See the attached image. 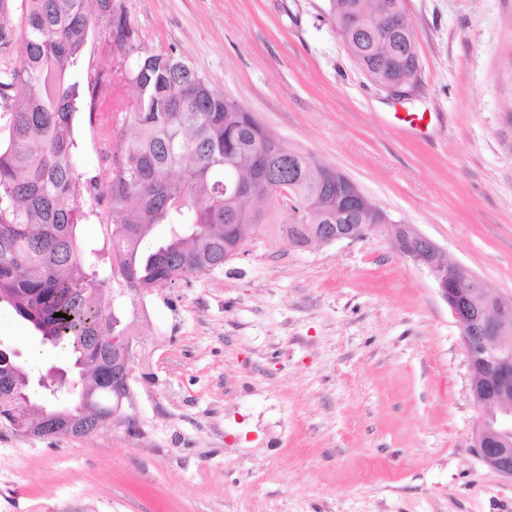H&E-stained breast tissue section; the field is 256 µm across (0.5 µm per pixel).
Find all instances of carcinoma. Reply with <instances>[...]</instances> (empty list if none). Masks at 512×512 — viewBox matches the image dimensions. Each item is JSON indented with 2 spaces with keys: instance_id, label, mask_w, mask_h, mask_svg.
Listing matches in <instances>:
<instances>
[{
  "instance_id": "carcinoma-1",
  "label": "carcinoma",
  "mask_w": 512,
  "mask_h": 512,
  "mask_svg": "<svg viewBox=\"0 0 512 512\" xmlns=\"http://www.w3.org/2000/svg\"><path fill=\"white\" fill-rule=\"evenodd\" d=\"M329 14L357 64L381 86L414 79L415 34L405 0H329ZM133 65L125 73V120L137 135L115 156L108 182L115 217L110 274L102 277L76 229L87 219L74 138L79 63L95 24ZM0 304L73 358L81 389L69 410L95 434L85 402L112 405V354L104 337L128 331L111 285L147 290L224 268V225L241 235L288 227L302 244L313 224L336 223V170L270 134L236 99L215 91L173 53L137 44L113 0H0ZM294 160L290 207L267 173ZM164 224V238L140 243ZM62 316L57 317L55 313ZM50 386L30 384L12 350L0 352V423L28 406L34 435H67L54 408L35 401Z\"/></svg>"
}]
</instances>
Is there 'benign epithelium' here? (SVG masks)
Segmentation results:
<instances>
[{"label":"benign epithelium","mask_w":512,"mask_h":512,"mask_svg":"<svg viewBox=\"0 0 512 512\" xmlns=\"http://www.w3.org/2000/svg\"><path fill=\"white\" fill-rule=\"evenodd\" d=\"M336 181L348 185L341 203L379 218L378 224H354L331 232L316 228L314 240L321 244L362 241L371 235L391 232L385 212L342 173ZM396 251L425 270L463 331V343L472 373L471 392L481 408L473 436L481 461L495 473L512 479V308L477 275L448 261L443 249L428 236L410 228L392 237ZM112 344V413L107 421L131 420L122 413L124 400L131 399L135 336H109Z\"/></svg>","instance_id":"1"}]
</instances>
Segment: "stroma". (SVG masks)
I'll return each instance as SVG.
<instances>
[{
  "label": "stroma",
  "instance_id": "obj_1",
  "mask_svg": "<svg viewBox=\"0 0 512 512\" xmlns=\"http://www.w3.org/2000/svg\"><path fill=\"white\" fill-rule=\"evenodd\" d=\"M117 2L141 47L180 57L512 300V0H406L419 70L405 100L358 66L328 0ZM131 63L92 30L76 139L102 185L136 134L109 110ZM406 112L429 121L411 129ZM82 201L81 241L109 273L108 198ZM113 293L137 339L130 422L81 439L0 425V512H512V480L472 449L461 328L388 238L257 234L224 269ZM0 343L37 374L67 365L5 304Z\"/></svg>",
  "mask_w": 512,
  "mask_h": 512
}]
</instances>
